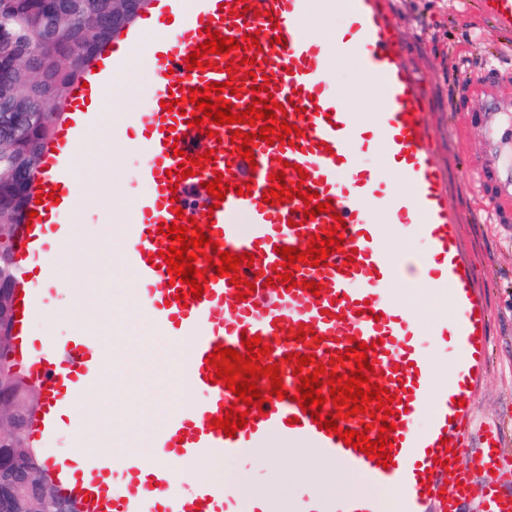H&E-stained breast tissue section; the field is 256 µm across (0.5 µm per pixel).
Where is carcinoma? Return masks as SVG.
Returning a JSON list of instances; mask_svg holds the SVG:
<instances>
[{
  "instance_id": "1",
  "label": "carcinoma",
  "mask_w": 512,
  "mask_h": 512,
  "mask_svg": "<svg viewBox=\"0 0 512 512\" xmlns=\"http://www.w3.org/2000/svg\"><path fill=\"white\" fill-rule=\"evenodd\" d=\"M148 0H0V26L15 36L14 51L22 66L9 74L0 73V133L19 138L25 149H0V190L28 186L37 181L46 145L54 133V123L65 111L72 88L85 68L100 53L112 35L130 23ZM53 5L71 17L70 25L53 34L57 53L46 51L27 22ZM0 364L12 371L21 393L28 383L17 372L12 348H0ZM39 403L30 400L18 415H4L21 431L18 441H0V512H29L39 503L41 512H77L63 499L49 480L39 449L32 446L29 426Z\"/></svg>"
}]
</instances>
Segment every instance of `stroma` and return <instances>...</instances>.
I'll use <instances>...</instances> for the list:
<instances>
[{"label":"stroma","mask_w":512,"mask_h":512,"mask_svg":"<svg viewBox=\"0 0 512 512\" xmlns=\"http://www.w3.org/2000/svg\"><path fill=\"white\" fill-rule=\"evenodd\" d=\"M384 6L406 46L407 65L429 114L434 157L447 178L448 204L460 221L489 312L488 362L469 398L468 453L460 466L474 483L512 492V216H498L489 180L512 156V138L487 143L482 100L472 91L477 82L489 80L500 94L512 97V56L498 53L497 34L478 16L475 0H384ZM152 93L150 69L138 62L120 85L123 111L145 109ZM474 156L482 171L471 170ZM124 206L121 199L108 212L93 202L80 205L70 219L73 240L59 263L65 288L46 298L47 307L58 314L55 336L88 331L106 349L102 377L83 395L86 407H97L100 413L97 430L84 437L90 455L126 454V418L146 416L144 430L152 433L170 405V360L140 368L139 337L102 327L104 314L119 317L128 306L127 284L115 275L118 259L112 249L117 228L126 221ZM70 286L81 287L90 300L82 313H74L69 304ZM492 433L503 438L500 462L490 471L473 469L471 455L484 448Z\"/></svg>","instance_id":"stroma-1"}]
</instances>
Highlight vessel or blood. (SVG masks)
<instances>
[{"instance_id": "obj_1", "label": "vessel or blood", "mask_w": 512, "mask_h": 512, "mask_svg": "<svg viewBox=\"0 0 512 512\" xmlns=\"http://www.w3.org/2000/svg\"><path fill=\"white\" fill-rule=\"evenodd\" d=\"M312 1L150 0L146 15L113 37L85 87L73 96L66 126L47 149V173L39 189L44 201L36 205L32 225H19L14 247L22 297L13 356L21 373L43 392L41 414L31 425L39 448L51 443L65 417L75 414L84 390L98 380L92 337L63 341L29 334L30 323L45 306L47 287L61 284L57 255L72 238V227L64 219L85 190L75 162V150L88 133L83 108L92 98L104 102L113 82L138 60L142 45L150 44L155 80L151 107L126 115L137 132L133 147L145 159L139 180L148 191L130 195L133 218L123 225L115 252L122 278L137 290L133 313L147 318L171 346L189 344L188 354L172 364L195 396L166 414L151 441L158 450L154 458L135 453L80 457L75 453L84 442L79 433L72 438V453L52 456L50 477L62 497L78 502L80 512H382L372 497L339 499L316 491L289 504L268 494L245 501L232 484L196 476L199 465L214 458L228 464L256 459L273 470V463L261 455L273 440L286 448L305 446L309 463L332 457L371 484L396 490L400 512H456L457 499L479 495L487 499L486 512H512V494L483 491L468 477H461L453 489L445 487L449 470L441 462L447 451L466 450L464 430L471 409L460 401L482 379L489 317L448 207L442 171L433 160L425 110L396 25L381 0H320L331 13L349 20L346 27L321 31L308 22ZM479 7L500 30L503 50L512 49V0H479ZM163 24L171 37L152 40L155 28ZM210 28L237 39L257 35L261 50L252 66L241 65L245 52L238 49L208 54V67L188 69L186 57L207 41ZM335 57L357 60L366 77L363 90L338 93L330 67ZM232 60L240 63L236 81L226 71ZM228 80L237 87L223 94L232 111L250 107L253 88H260L261 98L281 103L284 111L278 119L296 126V133L269 145L256 138L261 127L257 121L218 128L209 123L201 132L190 128L186 115L194 110L191 90ZM174 91L185 106L169 111L162 103ZM475 92L488 116L486 137L496 141L512 130V98L490 83L478 85ZM368 97L374 98L377 111L366 124L357 120L354 102ZM235 132L252 135L253 161L239 158L230 140ZM373 144L385 157L377 169L361 161ZM211 149L214 161L187 179L172 178L181 157ZM303 170L308 178H300ZM218 171L232 184L250 186V193L229 190L223 201H216L205 184ZM279 171L287 187L304 186L313 198L264 203L269 176ZM496 182L499 206L512 208L511 158ZM321 202L331 203L333 213L317 212ZM178 207L197 225H209L212 239L218 240V248H207V256L219 249L254 254L253 263L241 265L239 272L255 286L249 297L237 300L236 286L200 258L195 265L207 278L204 293L180 304L178 296L189 286L173 282L158 255V227L174 222ZM308 208L316 212L310 221L304 218ZM337 214L345 221L340 251L330 254L323 266L295 263L296 287L278 282L276 275L283 270L280 247L306 250L310 238ZM393 226L426 242V251L409 258L392 255L385 239ZM349 256L354 259L350 265L345 262ZM403 276L415 292L438 290L450 297L453 317L431 320L434 340L455 346L458 354L456 370L445 382H438L434 362L421 346L414 313L392 294L393 283ZM305 280L320 283L319 294L302 288ZM301 329L307 336L299 341L295 334ZM246 335L269 344L261 364L278 367L288 395L266 398L262 411H251L246 427L229 437L210 422L224 416L237 396L214 382L215 372L205 358L219 345L245 353ZM355 340L369 344L374 381L394 398L396 428L388 433L394 464L388 468L320 429L296 398L300 379L295 355L311 356L314 370L332 363L341 377L355 368L343 358Z\"/></svg>"}]
</instances>
